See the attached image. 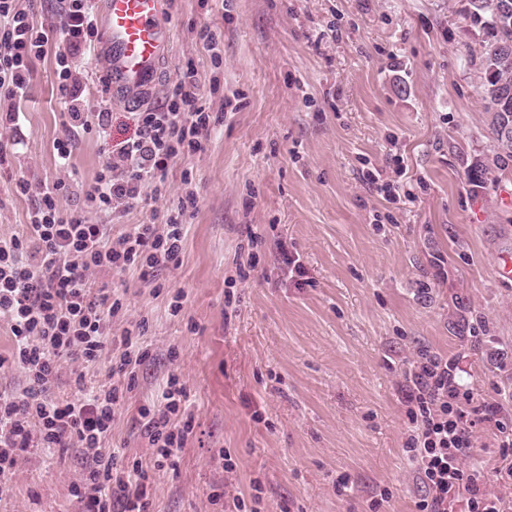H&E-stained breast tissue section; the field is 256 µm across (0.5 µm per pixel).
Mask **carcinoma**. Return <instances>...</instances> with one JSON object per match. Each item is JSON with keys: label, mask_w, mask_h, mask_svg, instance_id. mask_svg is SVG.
I'll list each match as a JSON object with an SVG mask.
<instances>
[{"label": "carcinoma", "mask_w": 512, "mask_h": 512, "mask_svg": "<svg viewBox=\"0 0 512 512\" xmlns=\"http://www.w3.org/2000/svg\"><path fill=\"white\" fill-rule=\"evenodd\" d=\"M506 1L512 4V0H468L467 9L485 35L481 99L494 141L493 163L501 167L512 160V55L504 49L512 44V13L502 14Z\"/></svg>", "instance_id": "cac0c4a2"}]
</instances>
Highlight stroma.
<instances>
[{"instance_id":"stroma-1","label":"stroma","mask_w":512,"mask_h":512,"mask_svg":"<svg viewBox=\"0 0 512 512\" xmlns=\"http://www.w3.org/2000/svg\"><path fill=\"white\" fill-rule=\"evenodd\" d=\"M466 5L173 0V50L154 102L191 66L219 122L201 151L171 162L162 196L144 186L133 209L108 220L84 189L113 143L134 133L135 114L112 107L106 139L69 127L53 53L33 59L20 123L0 128V239L23 233L44 182H62V212L110 221L116 236L163 227L178 197H197L179 265L112 281L126 312L111 333L139 337L149 355L104 447L150 460L138 409L171 373L195 417L176 469L150 473L154 512H232L238 496L258 512H416L426 489L404 443L422 351L452 358L457 379L512 427V283L495 273L512 255V207L501 203L512 163L492 161L484 34ZM74 57L81 100L96 111L101 65L90 51ZM65 136L73 150L63 172L53 145ZM395 153L406 173L389 200L361 170L388 168ZM21 180L29 194L13 193ZM290 257L303 276L289 277ZM472 443L470 460L512 512V484L497 479L512 454L487 422ZM85 464L77 445L33 456L0 512H81L70 484Z\"/></svg>"}]
</instances>
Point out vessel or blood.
<instances>
[{"label":"vessel or blood","mask_w":512,"mask_h":512,"mask_svg":"<svg viewBox=\"0 0 512 512\" xmlns=\"http://www.w3.org/2000/svg\"><path fill=\"white\" fill-rule=\"evenodd\" d=\"M170 0H102L94 54L113 100L142 105L158 92L173 44Z\"/></svg>","instance_id":"vessel-or-blood-1"}]
</instances>
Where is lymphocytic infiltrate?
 <instances>
[{"label": "lymphocytic infiltrate", "mask_w": 512, "mask_h": 512, "mask_svg": "<svg viewBox=\"0 0 512 512\" xmlns=\"http://www.w3.org/2000/svg\"><path fill=\"white\" fill-rule=\"evenodd\" d=\"M57 22L37 29L17 0H0V98L24 97L32 58L45 54L55 36L80 47L95 29L93 0H62ZM59 88L69 97L73 123L96 120L106 129L105 111L87 115L77 105L79 82L68 54L55 55ZM134 137L116 144V163L107 164L85 192L104 211L138 203L143 184L162 190L170 162L200 151L202 139L215 121L200 104L196 73L186 70L165 104L136 116ZM57 185H43L29 216L25 235L0 241V320L14 338L9 359L0 367L23 370L21 392H0V498L12 491L16 469L31 456L48 455L80 443L87 448V469L73 485L85 512H150V469H173L193 428L186 417L187 392L177 376H169L163 408L140 409L143 435L154 453L150 465L103 453L101 444L112 431L121 388L86 385L82 372L73 382V398L47 397L49 386L61 380V367L71 361L83 368L95 364L111 334L112 320L125 309L122 294L93 289L90 275L124 274L133 267L178 264L183 250L185 218L197 205L195 194L180 198L163 232L135 224L110 236L106 225L88 224L64 214L56 205ZM454 360L422 353L411 373L408 419L412 426L404 451L416 478L427 490L418 512H448L449 504L467 494L468 512H500L496 496L484 491L479 464L464 465L476 417L493 420L497 407L477 403L473 392L458 383Z\"/></svg>", "instance_id": "lymphocytic-infiltrate-1"}]
</instances>
